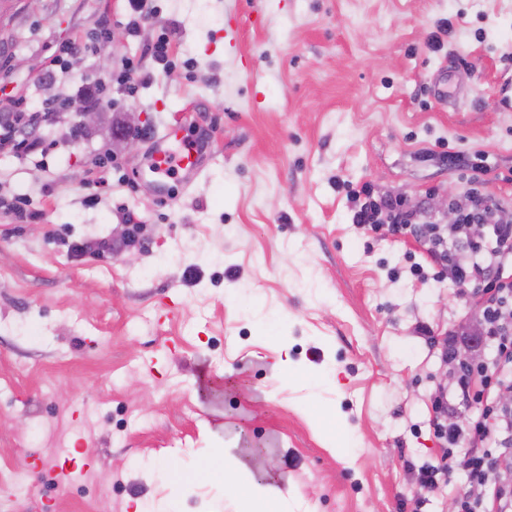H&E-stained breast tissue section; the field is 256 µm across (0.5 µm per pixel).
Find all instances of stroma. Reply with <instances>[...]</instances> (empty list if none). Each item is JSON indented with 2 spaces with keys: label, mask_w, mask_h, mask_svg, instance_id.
<instances>
[{
  "label": "stroma",
  "mask_w": 512,
  "mask_h": 512,
  "mask_svg": "<svg viewBox=\"0 0 512 512\" xmlns=\"http://www.w3.org/2000/svg\"><path fill=\"white\" fill-rule=\"evenodd\" d=\"M13 2L0 85L65 107L36 133L44 154L0 152V512H238L246 471L291 512H410L416 468L441 455L430 398L452 383L417 328L473 307L412 274V236L353 224L346 190L441 224L439 200L473 187L448 155H477L512 212V0H149L134 34L126 0ZM105 21L119 41L45 76ZM165 32L167 69L147 53ZM90 75L107 79L99 119L74 137ZM114 111L140 116L135 153L111 154ZM168 125L198 176L147 174ZM72 240L116 248L76 258ZM225 446L242 469L175 486ZM68 458L81 470L58 474Z\"/></svg>",
  "instance_id": "obj_1"
}]
</instances>
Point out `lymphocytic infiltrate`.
I'll return each mask as SVG.
<instances>
[{
	"label": "lymphocytic infiltrate",
	"mask_w": 512,
	"mask_h": 512,
	"mask_svg": "<svg viewBox=\"0 0 512 512\" xmlns=\"http://www.w3.org/2000/svg\"><path fill=\"white\" fill-rule=\"evenodd\" d=\"M54 118V111L33 112L21 100L9 99L0 109V151L35 152L40 143L32 139V130ZM472 196V209L449 238L441 225L423 221L422 209L404 207L398 198L367 199L352 221L415 238L431 265L446 270L476 310L472 324L449 327L445 335L431 339L442 360L454 366L457 392L451 395L439 388L432 395L429 427L442 455L438 464L419 467L422 490L436 492L441 480H452L461 465L466 483L457 493L456 512H512V406L501 401L502 391L512 389V269L504 263L512 256V218L502 216L491 196L477 190ZM474 221L490 227L491 239L473 234ZM487 346L494 349L491 360L469 362L457 357L460 348ZM461 402L467 404L469 414L451 420Z\"/></svg>",
	"instance_id": "obj_1"
}]
</instances>
